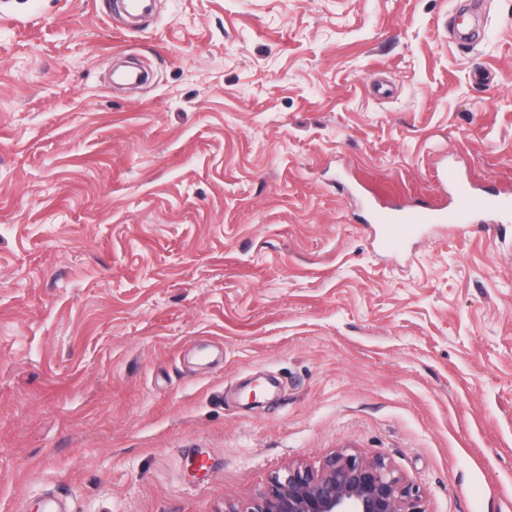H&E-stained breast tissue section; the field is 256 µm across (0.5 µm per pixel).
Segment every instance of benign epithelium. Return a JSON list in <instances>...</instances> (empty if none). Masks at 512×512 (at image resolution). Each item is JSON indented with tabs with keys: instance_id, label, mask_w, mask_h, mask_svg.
<instances>
[{
	"instance_id": "obj_1",
	"label": "benign epithelium",
	"mask_w": 512,
	"mask_h": 512,
	"mask_svg": "<svg viewBox=\"0 0 512 512\" xmlns=\"http://www.w3.org/2000/svg\"><path fill=\"white\" fill-rule=\"evenodd\" d=\"M224 512H428L420 490L379 455L347 448L324 456L316 468L292 462L245 503L224 502Z\"/></svg>"
}]
</instances>
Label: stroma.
I'll use <instances>...</instances> for the list:
<instances>
[{"label":"stroma","instance_id":"1","mask_svg":"<svg viewBox=\"0 0 512 512\" xmlns=\"http://www.w3.org/2000/svg\"><path fill=\"white\" fill-rule=\"evenodd\" d=\"M442 165L512 189V0L1 6L0 512H224L342 447L512 512V214L366 221Z\"/></svg>","mask_w":512,"mask_h":512}]
</instances>
